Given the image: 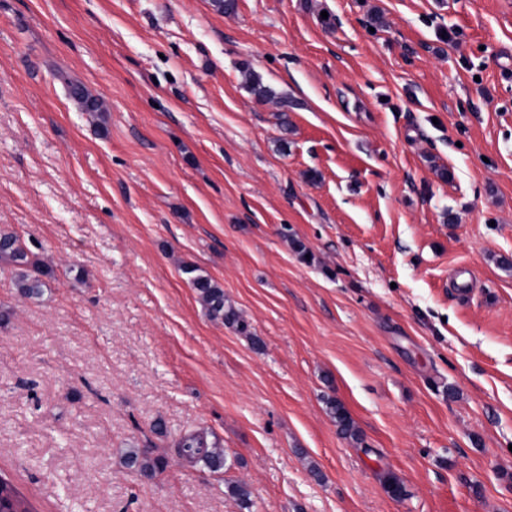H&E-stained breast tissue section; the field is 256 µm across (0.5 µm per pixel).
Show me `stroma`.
I'll return each instance as SVG.
<instances>
[{
	"label": "stroma",
	"instance_id": "35a3bbf8",
	"mask_svg": "<svg viewBox=\"0 0 512 512\" xmlns=\"http://www.w3.org/2000/svg\"><path fill=\"white\" fill-rule=\"evenodd\" d=\"M0 228L36 512H512V0H0ZM0 263L9 265L14 272V284L21 296L37 297L43 285L41 277L52 276V269L42 267L32 259L20 238L0 229ZM183 273L187 276L190 287L195 290L210 317L222 321H224V316L228 319L235 317L232 309L224 311V290L211 277L191 265L184 266ZM327 409L330 416L336 423L338 431L343 436L354 441L360 440L358 429L343 403L335 399H328ZM181 453L190 459H199L213 469L224 465V450L218 443L214 442L207 446L205 439L198 435H190L184 438L179 446ZM128 466L137 467V469L146 476H153L155 473L164 469L165 461L161 457H151L147 453H138L131 451L126 456Z\"/></svg>",
	"mask_w": 512,
	"mask_h": 512
}]
</instances>
